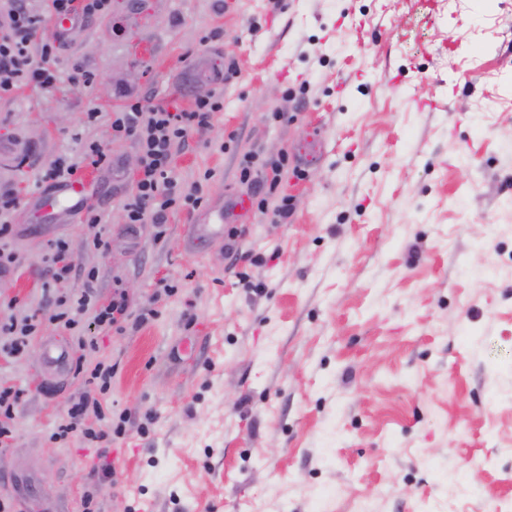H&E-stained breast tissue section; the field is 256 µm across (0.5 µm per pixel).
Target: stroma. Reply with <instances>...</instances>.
<instances>
[{
    "mask_svg": "<svg viewBox=\"0 0 512 512\" xmlns=\"http://www.w3.org/2000/svg\"><path fill=\"white\" fill-rule=\"evenodd\" d=\"M112 0L66 35L56 87L0 99V187L21 205L0 276V321L93 286L124 289L125 332L42 321L0 349V389L22 390L0 444V500L16 512H512V0ZM233 61L214 85L199 72ZM95 75L73 81L75 66ZM224 99L176 148L172 175L208 204L249 198L244 167L287 158L281 223L249 208L235 242L198 237L191 211L126 231L140 153L111 122L133 102ZM96 112L88 121L87 112ZM319 162L294 176L299 146ZM103 145L83 169L90 214L53 222L48 164ZM105 243L94 246L96 236ZM75 274L51 282L49 242ZM248 253L252 262L234 261ZM94 281H87V272ZM174 284L159 292L160 282ZM114 364L98 396L106 453L52 433L85 390L42 345ZM107 460L108 479L93 468Z\"/></svg>",
    "mask_w": 512,
    "mask_h": 512,
    "instance_id": "stroma-1",
    "label": "stroma"
}]
</instances>
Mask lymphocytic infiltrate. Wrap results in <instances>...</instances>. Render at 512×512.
I'll use <instances>...</instances> for the list:
<instances>
[{
	"label": "lymphocytic infiltrate",
	"mask_w": 512,
	"mask_h": 512,
	"mask_svg": "<svg viewBox=\"0 0 512 512\" xmlns=\"http://www.w3.org/2000/svg\"><path fill=\"white\" fill-rule=\"evenodd\" d=\"M42 23L31 0H0V97L22 85L50 88L57 83L53 66L57 46L38 39ZM222 107L220 97L213 94L197 97L189 110L136 102L113 121V132L134 138L141 154L137 192L125 205L128 232L148 221L163 226L172 208L201 206L200 186L178 187L170 159L174 148L185 143L191 131L207 127L212 113Z\"/></svg>",
	"instance_id": "lymphocytic-infiltrate-1"
}]
</instances>
